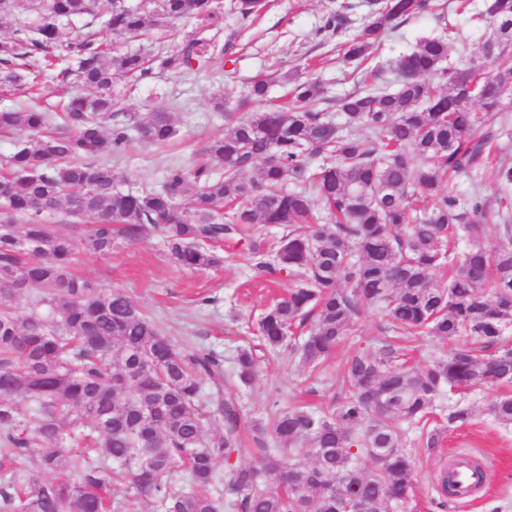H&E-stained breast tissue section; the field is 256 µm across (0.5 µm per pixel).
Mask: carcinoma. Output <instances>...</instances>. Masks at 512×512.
<instances>
[{"label":"carcinoma","instance_id":"carcinoma-1","mask_svg":"<svg viewBox=\"0 0 512 512\" xmlns=\"http://www.w3.org/2000/svg\"><path fill=\"white\" fill-rule=\"evenodd\" d=\"M266 6L233 3L244 18ZM367 6L364 26L336 44L356 69L398 24L437 9L434 0ZM223 9L222 0H0V14L37 17L21 36L0 40L1 88L35 93L51 70L94 90L68 100L61 133L47 132L48 112L0 111L1 133H24L0 173V456L13 466L0 497L12 512H141L146 499L156 512H344L336 487L389 512L412 490L398 424H427L445 391L512 383V348L500 346L512 329V199L492 202L478 183L466 199L454 192L456 178L476 181L493 163L508 134L502 81L512 78V0H487L477 14L490 30L488 58L450 72L451 38H424L395 61V89L337 100L334 127L311 108L317 82L295 78L287 106L273 109L257 79L247 116L228 114L224 137L204 148L223 175L196 161L169 166L159 190L118 189L103 156L123 149L131 130L157 146L176 130L166 112L146 123L133 113L118 119L117 80L145 79L151 67L136 53L108 55L110 43L92 26L132 36L153 23L192 24L155 54L158 67L179 73L223 66L224 46L204 35ZM84 17L87 32L65 38V26ZM492 64L500 72L489 77ZM359 126L367 134L352 132ZM90 215L97 224L75 234L73 224ZM277 224L307 231L271 250L261 229ZM150 228L181 268H213L221 263L214 246L244 241L258 269L287 273L288 295L257 321L270 354L286 349L313 368L372 310L393 340L348 356L334 409H275L244 448L219 355L186 349L126 293L73 272L80 250L109 254L117 237L138 240ZM305 324L310 334L299 344L294 328ZM404 336L466 341L415 370L399 345ZM237 365L247 385L258 355L243 348ZM207 380L214 391L206 394ZM488 413L512 425V396ZM469 417L457 403L444 421L451 429ZM219 422L224 430L210 433ZM300 441L314 448L309 462L294 454ZM246 454L263 466L231 462ZM56 472L71 479L40 478Z\"/></svg>","mask_w":512,"mask_h":512}]
</instances>
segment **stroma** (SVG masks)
<instances>
[{"label": "stroma", "instance_id": "stroma-1", "mask_svg": "<svg viewBox=\"0 0 512 512\" xmlns=\"http://www.w3.org/2000/svg\"><path fill=\"white\" fill-rule=\"evenodd\" d=\"M345 0H269L259 17L241 18L232 0H223L224 13L210 32L227 48L224 69L190 70L180 73L154 69L141 81H120L116 109L137 113L148 120L152 113H169L177 134L170 145L156 147L132 140L123 151L107 157L121 188L159 189L169 165L195 159L209 141L222 137L228 128L225 110L234 108L257 78L268 83V100L281 106L287 101L288 78L318 81L322 97L315 110L335 115L336 101L352 91V65L336 52L334 32L322 31L325 17ZM444 19L425 14L400 24L371 51L369 61L377 66L373 82L392 86V62L415 47L422 38L440 34L453 26L447 65L457 68L468 58L480 56L489 36L475 14L484 0H472L470 10L458 13L456 0H441ZM79 86L47 80L39 97L26 91L0 93V109L38 106L47 112L60 111L69 98L80 94ZM223 264L215 269L193 271L175 266L162 236L152 230L137 241L116 239L111 254L100 256L82 252L77 270L99 282L103 288L118 289L132 296L161 328L162 332L188 347L211 350L224 361L225 378H233L235 357L252 336L247 328L277 298L286 294L287 276H256L245 246L220 250ZM209 304H202V297ZM385 322L378 312H370L322 367L299 371L288 351L262 357L258 373L247 386L234 385L230 391L241 411V432L266 421L272 405L282 408L311 405L329 409L339 397L336 374L344 360L357 350H377L384 338ZM510 387H483L463 399L472 409L467 422L444 432L440 444H421L422 429L404 427L402 443L413 461V492L409 502L395 512H512V426L498 424L487 407ZM457 454L475 456L489 466V481L469 501L450 502L441 507L437 484L440 469Z\"/></svg>", "mask_w": 512, "mask_h": 512}]
</instances>
